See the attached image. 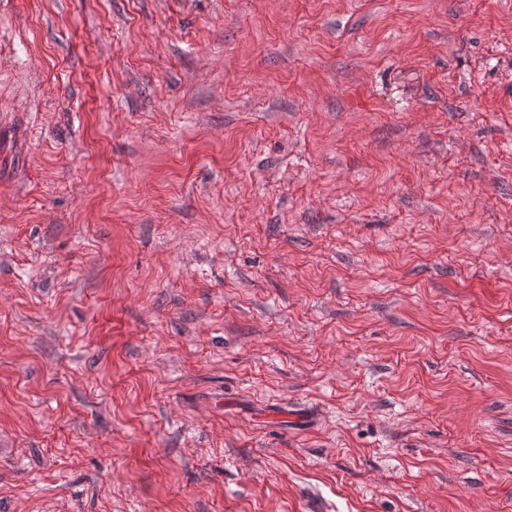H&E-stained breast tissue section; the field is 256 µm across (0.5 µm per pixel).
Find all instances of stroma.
Masks as SVG:
<instances>
[{
  "mask_svg": "<svg viewBox=\"0 0 512 512\" xmlns=\"http://www.w3.org/2000/svg\"><path fill=\"white\" fill-rule=\"evenodd\" d=\"M512 512V0H0V512Z\"/></svg>",
  "mask_w": 512,
  "mask_h": 512,
  "instance_id": "35a3bbf8",
  "label": "stroma"
}]
</instances>
